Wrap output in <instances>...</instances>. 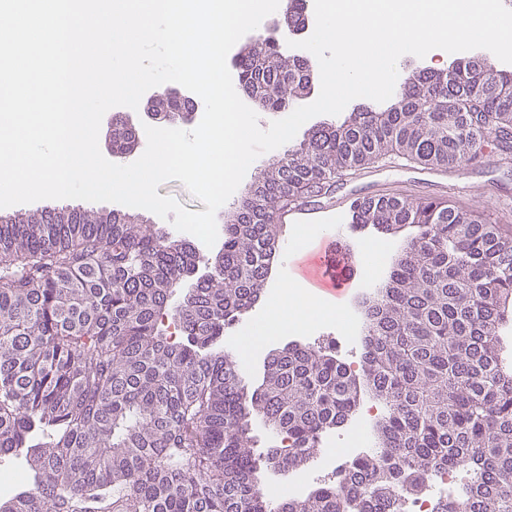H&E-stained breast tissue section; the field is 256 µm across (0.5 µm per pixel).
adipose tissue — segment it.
<instances>
[{
	"label": "adipose tissue",
	"mask_w": 512,
	"mask_h": 512,
	"mask_svg": "<svg viewBox=\"0 0 512 512\" xmlns=\"http://www.w3.org/2000/svg\"><path fill=\"white\" fill-rule=\"evenodd\" d=\"M261 318V335L285 336L307 329L317 320L344 321L346 312L294 282L280 280L272 283L264 296Z\"/></svg>",
	"instance_id": "obj_1"
}]
</instances>
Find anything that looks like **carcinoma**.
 I'll use <instances>...</instances> for the list:
<instances>
[{
	"label": "carcinoma",
	"instance_id": "1",
	"mask_svg": "<svg viewBox=\"0 0 512 512\" xmlns=\"http://www.w3.org/2000/svg\"><path fill=\"white\" fill-rule=\"evenodd\" d=\"M238 71L273 113L314 81L275 40L251 46ZM490 136L512 156V72L461 60L409 82L383 111L323 123L286 147L213 257L116 210L1 220L0 459L25 463L6 512H401L429 477L456 468L468 480L434 512H512V369L501 356L512 235L500 226L443 201L361 207L360 226L416 233L366 302L357 373L295 344L252 389L224 351L226 326L266 287L278 208L392 156L444 168L472 160ZM132 147L115 116L112 149ZM199 265L205 274L169 306ZM367 392L383 409L378 447L339 482L272 503L260 466H307ZM254 417L281 437L263 459L250 448Z\"/></svg>",
	"mask_w": 512,
	"mask_h": 512
}]
</instances>
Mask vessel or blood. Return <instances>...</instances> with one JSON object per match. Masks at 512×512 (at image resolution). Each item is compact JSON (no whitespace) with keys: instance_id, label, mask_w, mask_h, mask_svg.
<instances>
[{"instance_id":"obj_1","label":"vessel or blood","mask_w":512,"mask_h":512,"mask_svg":"<svg viewBox=\"0 0 512 512\" xmlns=\"http://www.w3.org/2000/svg\"><path fill=\"white\" fill-rule=\"evenodd\" d=\"M366 184L371 185V192H363L362 187ZM419 186L432 188L439 196L458 189L456 177L444 179L432 171L417 169L403 181L399 189L394 190L383 186L379 173L370 170L364 172L361 184H340L336 195L325 201L316 204L304 200L295 202L277 213L276 222L283 229L291 224L332 225L354 216L357 206L366 196L390 197L397 191L413 192ZM292 270L305 277L312 287L341 298L347 295L350 285L358 279V250L347 237L331 232L316 246L313 257L296 259Z\"/></svg>"}]
</instances>
